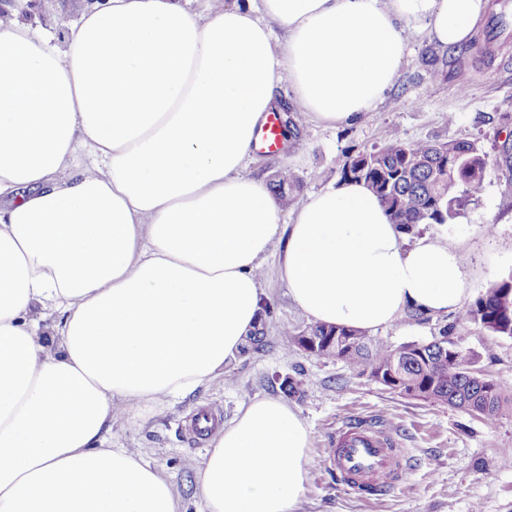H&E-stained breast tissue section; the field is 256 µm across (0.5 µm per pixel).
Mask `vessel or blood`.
Returning a JSON list of instances; mask_svg holds the SVG:
<instances>
[{"instance_id":"vessel-or-blood-1","label":"vessel or blood","mask_w":512,"mask_h":512,"mask_svg":"<svg viewBox=\"0 0 512 512\" xmlns=\"http://www.w3.org/2000/svg\"><path fill=\"white\" fill-rule=\"evenodd\" d=\"M256 137L266 154L278 153L283 140L275 113H267ZM329 460L342 483L350 488L381 487L401 481L408 472L406 453L388 429L352 425L336 432Z\"/></svg>"}]
</instances>
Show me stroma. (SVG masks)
I'll return each instance as SVG.
<instances>
[{"instance_id": "stroma-1", "label": "stroma", "mask_w": 512, "mask_h": 512, "mask_svg": "<svg viewBox=\"0 0 512 512\" xmlns=\"http://www.w3.org/2000/svg\"><path fill=\"white\" fill-rule=\"evenodd\" d=\"M85 0H14L12 9L63 43L86 9ZM505 14L506 27L490 30L489 19ZM487 17L462 47L427 45L408 32V50L393 87L377 111L357 123L327 126L308 113L299 115V139L277 155L254 152L244 176L269 180L277 166L293 179L294 204L337 185L349 157L383 146L393 133L411 140L443 143L477 141L490 161L484 191L453 223L423 225L420 236L455 243L473 264L471 294L479 296L503 275L512 273V177L496 163L502 139L497 116L512 113V71L499 69L512 59V0H488ZM292 206L282 210L284 227L264 258L259 283L273 314L264 336L249 354L236 356L204 387L163 405H142L112 426L106 445L143 459L171 485L180 512H207L195 492V475L208 441L193 438L188 425L204 409L222 411L232 420L241 406L262 397L283 395L280 384L298 385L286 397L310 430L309 467L298 512H512V402L499 419H482L444 406L411 399L353 373L340 361L316 357L294 341L309 320L288 295L279 265L288 236ZM494 233H486V225ZM455 314L426 320L404 317L395 326L369 333L371 343L399 346L431 341ZM459 335L477 352L478 369L512 392V339L467 324ZM393 429L407 451L410 473L384 492L366 495L345 487L328 462L336 430L355 421Z\"/></svg>"}]
</instances>
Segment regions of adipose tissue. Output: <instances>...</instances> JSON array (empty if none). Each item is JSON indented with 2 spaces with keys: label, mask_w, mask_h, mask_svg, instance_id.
<instances>
[{
  "label": "adipose tissue",
  "mask_w": 512,
  "mask_h": 512,
  "mask_svg": "<svg viewBox=\"0 0 512 512\" xmlns=\"http://www.w3.org/2000/svg\"><path fill=\"white\" fill-rule=\"evenodd\" d=\"M486 8L108 0L60 46L0 18V512H179L157 470L105 442L240 353L279 226L289 297L315 322L370 331L462 307L468 256L427 236L406 246L365 184L309 196L286 225L241 170L282 81L318 122L356 123L397 77L406 29L455 47ZM81 147L98 173L74 170ZM37 308L56 316L58 352ZM308 448L296 409L253 400L213 437L196 492L208 512H297Z\"/></svg>",
  "instance_id": "ef3b65f1"
}]
</instances>
